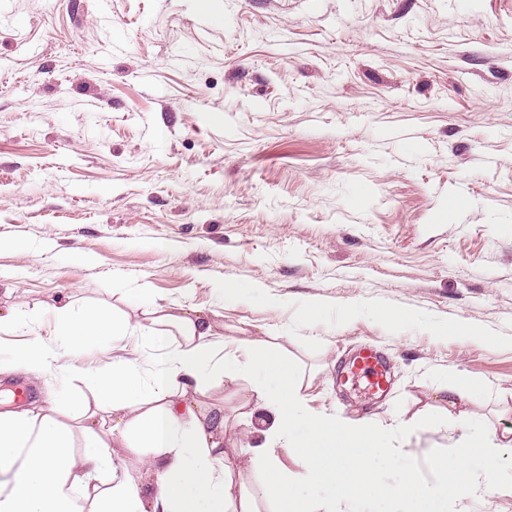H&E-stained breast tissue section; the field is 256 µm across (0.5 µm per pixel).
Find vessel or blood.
I'll use <instances>...</instances> for the list:
<instances>
[{"instance_id":"obj_1","label":"vessel or blood","mask_w":512,"mask_h":512,"mask_svg":"<svg viewBox=\"0 0 512 512\" xmlns=\"http://www.w3.org/2000/svg\"><path fill=\"white\" fill-rule=\"evenodd\" d=\"M337 386L344 391L359 387L368 398H384L392 384L387 359L374 348H359L351 353L335 372Z\"/></svg>"}]
</instances>
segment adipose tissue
Returning <instances> with one entry per match:
<instances>
[{
    "mask_svg": "<svg viewBox=\"0 0 512 512\" xmlns=\"http://www.w3.org/2000/svg\"><path fill=\"white\" fill-rule=\"evenodd\" d=\"M142 320L97 308L58 310L60 329L50 337L34 336L14 352V366L37 375L58 371L62 378L81 377L84 389L20 410L0 411V512H258V501L279 504L306 497L326 471L315 449L304 451V473H290L296 427L331 448L338 467H351L363 478L371 471L366 457L353 458V446L381 441L378 427L305 407L295 372L274 370L280 348L259 339L247 352L271 367L269 381H254L241 398L245 422L270 446L228 447L221 407L199 409V399L213 379L238 384L237 360L218 364L225 340L215 321L200 310L178 312L141 294ZM178 342L168 345L167 330ZM145 333L157 353L149 361L110 356L115 341ZM108 353L95 371L63 364L64 356L88 348ZM83 421L73 432L71 421ZM136 455L151 474L154 488L141 482L113 457L114 447ZM262 476L258 489L239 483L245 469Z\"/></svg>",
    "mask_w": 512,
    "mask_h": 512,
    "instance_id": "obj_1",
    "label": "adipose tissue"
}]
</instances>
